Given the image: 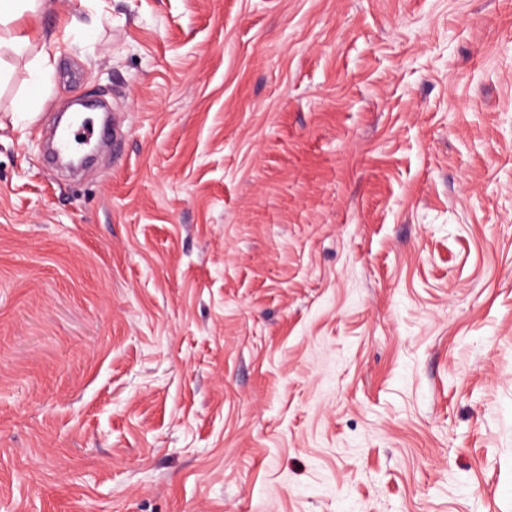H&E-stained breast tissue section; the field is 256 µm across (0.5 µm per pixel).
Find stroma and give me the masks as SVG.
<instances>
[{
	"mask_svg": "<svg viewBox=\"0 0 512 512\" xmlns=\"http://www.w3.org/2000/svg\"><path fill=\"white\" fill-rule=\"evenodd\" d=\"M0 51V512H512V0H43ZM117 147L43 161L74 99ZM48 44L42 42L36 54L29 63V70L34 80L48 77L53 69V60L48 50Z\"/></svg>",
	"mask_w": 512,
	"mask_h": 512,
	"instance_id": "35a3bbf8",
	"label": "stroma"
}]
</instances>
